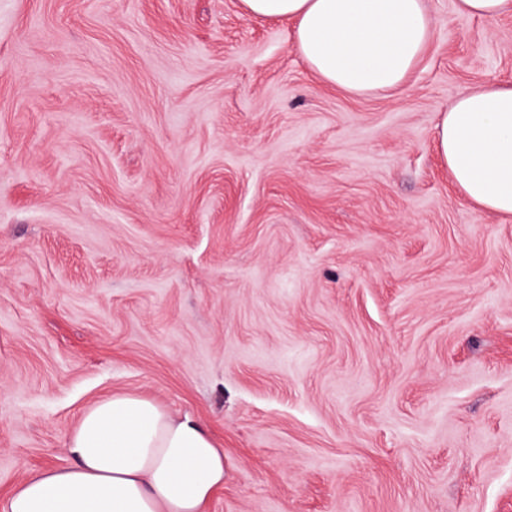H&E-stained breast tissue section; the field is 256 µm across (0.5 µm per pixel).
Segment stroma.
Here are the masks:
<instances>
[{
    "label": "stroma",
    "instance_id": "1",
    "mask_svg": "<svg viewBox=\"0 0 512 512\" xmlns=\"http://www.w3.org/2000/svg\"><path fill=\"white\" fill-rule=\"evenodd\" d=\"M454 4L359 97L239 0H0V507L133 392L223 449L208 512H512V217L435 138L512 16Z\"/></svg>",
    "mask_w": 512,
    "mask_h": 512
}]
</instances>
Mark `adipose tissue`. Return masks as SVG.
<instances>
[{
    "label": "adipose tissue",
    "instance_id": "obj_1",
    "mask_svg": "<svg viewBox=\"0 0 512 512\" xmlns=\"http://www.w3.org/2000/svg\"><path fill=\"white\" fill-rule=\"evenodd\" d=\"M267 21L294 22V47L321 80L353 95L387 94L415 71L435 24L427 0H241ZM462 196L512 216V86L458 96L436 126ZM75 459L15 487L1 512H205L224 483V453L202 424L156 401L115 393L68 435Z\"/></svg>",
    "mask_w": 512,
    "mask_h": 512
}]
</instances>
